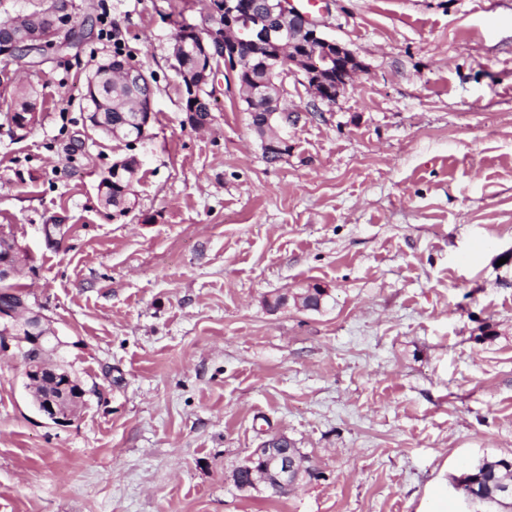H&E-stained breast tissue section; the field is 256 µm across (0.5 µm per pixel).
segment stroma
I'll return each mask as SVG.
<instances>
[{
  "mask_svg": "<svg viewBox=\"0 0 512 512\" xmlns=\"http://www.w3.org/2000/svg\"><path fill=\"white\" fill-rule=\"evenodd\" d=\"M89 1L151 74L154 116L130 149L86 136L85 77L112 54L95 33L6 67L39 120L7 121L0 84V227L88 394L55 424L0 355V512H473L455 477L512 458V0H326L323 34L364 70L332 102L285 78L274 163L223 78L208 124L186 121L174 33L217 12L74 0L77 24ZM130 153L122 215L97 185ZM312 286L320 310L265 305ZM276 435L315 477L236 489Z\"/></svg>",
  "mask_w": 512,
  "mask_h": 512,
  "instance_id": "1",
  "label": "stroma"
}]
</instances>
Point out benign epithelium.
Instances as JSON below:
<instances>
[{
  "instance_id": "7a95c632",
  "label": "benign epithelium",
  "mask_w": 512,
  "mask_h": 512,
  "mask_svg": "<svg viewBox=\"0 0 512 512\" xmlns=\"http://www.w3.org/2000/svg\"><path fill=\"white\" fill-rule=\"evenodd\" d=\"M269 17H255L246 20L242 16L240 0H220L218 7L224 19L221 28L197 37L200 60L191 72L186 71L182 57L174 54L177 74L186 78L190 96L203 87L213 74L203 67L204 60H212L211 48L222 53L227 70L238 67L242 49L247 48L253 54L274 46L279 48L278 56L272 60L270 73L280 78L294 74L303 76L316 95L325 92L326 87L335 86V95H340L357 73L363 71L362 62L346 46L325 37L320 31L322 22L315 20L309 13L302 11L297 0H270L266 3ZM71 23L61 25L58 30L50 29L41 36L30 34L33 21L22 15H15L11 29L17 31L15 39L0 44V57L14 59L22 56L28 59V66L38 67L52 55L61 53L67 42L58 41V34L69 28ZM122 75L126 81L137 80L150 84L147 74L133 64L122 67L103 65L101 72L90 79V87L103 85L104 81ZM87 130L93 133L106 131L113 140H124L129 133L119 127L104 126L99 119H87ZM138 168L133 157L118 160L112 164L101 178L97 192L101 203L112 206V185L119 181L132 186ZM25 262L9 257L0 260V282L7 283L15 279ZM62 347L55 328L50 321L29 303L23 296L20 301L0 308V354L14 349L22 355L30 351L37 358L24 361L26 386L30 390L33 404L37 410L52 422L61 425L68 422L74 411L64 407L61 401L66 398L64 388L71 383L68 370L49 361V356ZM51 386L55 391H44L42 387ZM286 440L276 436L264 441L244 462L251 473V487L269 490L279 486H288V480L298 479L300 472L295 470L288 451L278 447Z\"/></svg>"
}]
</instances>
